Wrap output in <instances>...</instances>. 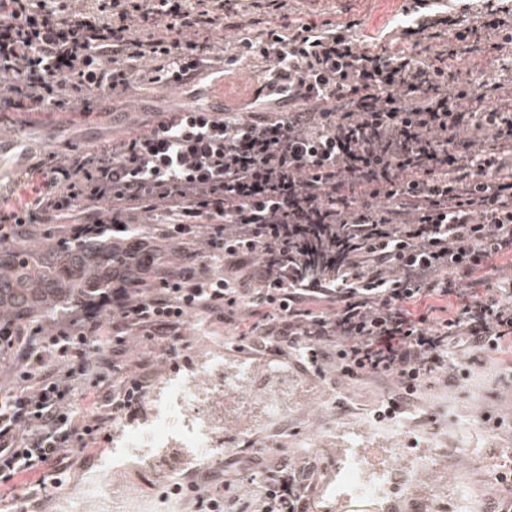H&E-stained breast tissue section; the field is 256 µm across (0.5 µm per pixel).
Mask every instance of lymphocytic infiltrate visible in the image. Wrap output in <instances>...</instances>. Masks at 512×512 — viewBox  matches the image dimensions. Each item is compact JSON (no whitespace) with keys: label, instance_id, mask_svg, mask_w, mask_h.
Here are the masks:
<instances>
[{"label":"lymphocytic infiltrate","instance_id":"1","mask_svg":"<svg viewBox=\"0 0 512 512\" xmlns=\"http://www.w3.org/2000/svg\"><path fill=\"white\" fill-rule=\"evenodd\" d=\"M410 0L401 48H362L351 25L290 18L288 0H0V136L35 122L66 131L32 150L27 191L0 187V243L37 224L126 235L165 287L112 290L108 319L46 333L14 357L0 398V498L43 487L138 415L154 358L187 348L204 316L257 354L335 361L347 380H426L512 350V75L454 66L477 44L512 45L506 0L471 18ZM258 84L220 112H177L151 89L212 91L237 65ZM127 126L81 150L70 135L103 110ZM329 272L310 280L305 269ZM148 352L131 358L126 339ZM90 402L87 414L76 398ZM305 468L265 484L258 512H311ZM174 484L195 512H233L231 485Z\"/></svg>","mask_w":512,"mask_h":512}]
</instances>
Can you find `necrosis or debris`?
I'll list each match as a JSON object with an SVG mask.
<instances>
[{"label": "necrosis or debris", "mask_w": 512, "mask_h": 512, "mask_svg": "<svg viewBox=\"0 0 512 512\" xmlns=\"http://www.w3.org/2000/svg\"><path fill=\"white\" fill-rule=\"evenodd\" d=\"M205 351L193 373L168 372L146 419H132L112 433V454L103 464L106 479L86 476L66 484L50 512H154L140 485L122 480L129 469H164L176 477L168 458L180 450L190 461L223 458L224 430L235 425L249 440L257 425L280 422L292 407L288 375L257 363L231 362L224 339L204 333ZM416 423H376L357 428L338 442L329 430L309 441L310 451L335 449L336 461L320 486L324 512H478L468 490L449 483L439 462L437 438L413 447Z\"/></svg>", "instance_id": "necrosis-or-debris-1"}]
</instances>
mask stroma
<instances>
[{
  "label": "stroma",
  "instance_id": "stroma-1",
  "mask_svg": "<svg viewBox=\"0 0 512 512\" xmlns=\"http://www.w3.org/2000/svg\"><path fill=\"white\" fill-rule=\"evenodd\" d=\"M409 0H288L292 17L320 21L331 19L345 24L355 23L356 37L370 40L389 34L396 36L406 21L404 9ZM271 363L288 368L293 379L295 400L304 402L310 387L333 391L332 405L296 412L284 424L290 435L282 442L277 433L258 432L257 442L281 445L282 454L268 458L259 474L261 481L278 477L287 467L297 468L316 463L314 490L330 470L334 457L314 456L296 446V439H308L314 429L326 426L352 428L364 419L384 410L393 391L391 382L364 378L347 381L334 367L324 372L307 373L295 370L291 358L274 355ZM402 418H421V429L427 434L441 433L448 437V478L465 483L481 505H489L498 496L495 476L506 459L505 449L512 448V384L498 381L492 367L473 368L468 378H435L422 385L401 413Z\"/></svg>",
  "mask_w": 512,
  "mask_h": 512
}]
</instances>
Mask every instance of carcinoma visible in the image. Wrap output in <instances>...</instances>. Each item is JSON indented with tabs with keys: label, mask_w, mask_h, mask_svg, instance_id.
Returning a JSON list of instances; mask_svg holds the SVG:
<instances>
[{
	"label": "carcinoma",
	"mask_w": 512,
	"mask_h": 512,
	"mask_svg": "<svg viewBox=\"0 0 512 512\" xmlns=\"http://www.w3.org/2000/svg\"><path fill=\"white\" fill-rule=\"evenodd\" d=\"M144 279L141 256L109 232L73 239L60 224H43L33 236L0 243V337L37 338L72 321L109 316L114 277Z\"/></svg>",
	"instance_id": "cac0c4a2"
}]
</instances>
